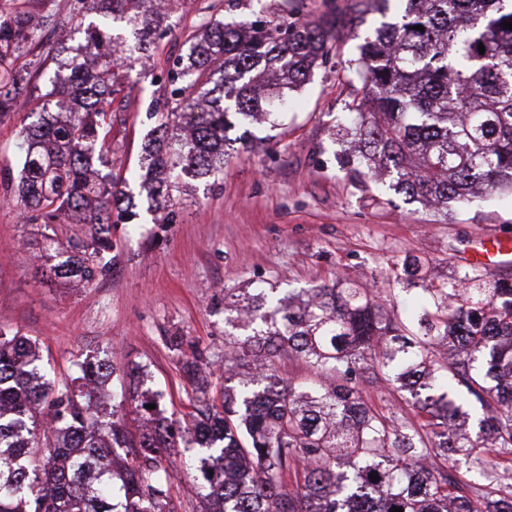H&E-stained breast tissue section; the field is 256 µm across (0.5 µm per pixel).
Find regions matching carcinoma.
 <instances>
[{"label":"carcinoma","mask_w":512,"mask_h":512,"mask_svg":"<svg viewBox=\"0 0 512 512\" xmlns=\"http://www.w3.org/2000/svg\"><path fill=\"white\" fill-rule=\"evenodd\" d=\"M397 2L400 18L363 36L344 70L362 87L336 127L339 155L359 181L386 179L445 217L511 193L512 30L502 22H512V0ZM388 3L350 0L334 24H210L156 106L148 198L169 203L182 176L223 169L235 119L269 116L283 90L329 60L335 26L357 28ZM164 14L144 0H74L65 23L81 41L20 66L36 33L60 21L33 25L32 11L0 5V113L37 117L20 130V202L33 223L91 228L89 255L56 251V278L105 275L110 227L134 216L108 143L122 46L111 22L148 34ZM32 66L45 84L28 108L17 99ZM427 292L430 305L405 318L340 279L279 299L258 288L224 305L242 334L225 340L222 402L197 398L184 438L197 449L205 512H512V282L465 269ZM286 358L316 379L285 378ZM38 361L34 342L0 330V512H172L165 462L178 429L148 376L137 384L148 426L134 441L93 404L114 374L109 362L86 357L55 385ZM364 384L407 394L406 411L379 409ZM48 400L54 442L37 465ZM461 459L466 470L448 467Z\"/></svg>","instance_id":"carcinoma-1"}]
</instances>
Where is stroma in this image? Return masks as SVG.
<instances>
[{
	"mask_svg": "<svg viewBox=\"0 0 512 512\" xmlns=\"http://www.w3.org/2000/svg\"><path fill=\"white\" fill-rule=\"evenodd\" d=\"M346 0H168L153 35L150 60L125 59L121 93L112 104V155L122 174L139 170L159 118L155 99L173 88L171 73L209 22L256 16L280 22L334 15ZM352 32L339 34L332 58L290 95L273 124L253 125L251 144H235L224 169L185 177L171 206L157 214L139 203L134 224L111 228L112 266L84 284L51 278L44 225L30 224L9 202L19 179L22 115L0 116V329L35 341L48 379L75 377L78 359L95 356L115 372L104 402L125 394L119 413L139 434L132 374L145 369L164 394L166 414L191 420L196 394L184 374L195 353L211 363L207 396L224 388V291L276 288L279 293L343 279L398 303L399 315L420 311L426 284L467 268L470 248L485 233H512V194L496 193L443 220L374 182L359 184L334 159L329 134L359 82L343 75L357 54ZM422 268L408 275L406 262ZM184 444L167 467L173 512H201Z\"/></svg>",
	"mask_w": 512,
	"mask_h": 512,
	"instance_id": "1",
	"label": "stroma"
}]
</instances>
